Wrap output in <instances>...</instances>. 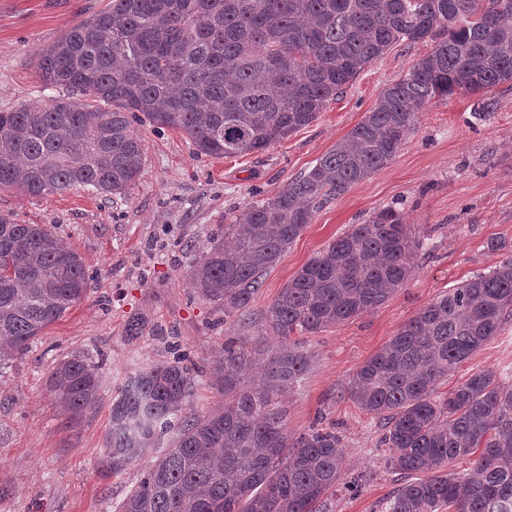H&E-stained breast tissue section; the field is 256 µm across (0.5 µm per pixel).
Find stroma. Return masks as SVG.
Instances as JSON below:
<instances>
[{
  "label": "stroma",
  "mask_w": 512,
  "mask_h": 512,
  "mask_svg": "<svg viewBox=\"0 0 512 512\" xmlns=\"http://www.w3.org/2000/svg\"><path fill=\"white\" fill-rule=\"evenodd\" d=\"M109 2L0 0V111L54 97L38 77L41 51ZM430 50L427 42L394 45L314 122L260 152L198 157L181 131L135 125L143 171L121 197L79 188L33 197L0 188V214L51 228L96 277L86 299L0 371V512H115L144 469L138 462L107 476L101 466L110 403L129 372L166 359L173 343L198 360L228 336L275 343L264 314L288 280L351 225L387 207L402 213L420 242L414 275L374 310L310 337L315 361L288 400V426L306 432L320 415L342 438L344 483L328 497L329 512H376L409 482L390 468L380 422L351 399L348 385L421 308L512 255V86L491 89L494 108L481 116L470 94L423 106L387 165L315 212L265 274L245 319L224 320L194 297L185 275L191 258L223 233L226 217L307 172ZM494 240L501 249H491ZM76 351L105 359L101 401L80 419L55 405L46 383L54 361ZM479 369L512 370V316L440 382L437 395Z\"/></svg>",
  "instance_id": "obj_1"
}]
</instances>
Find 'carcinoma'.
I'll list each match as a JSON object with an SVG mask.
<instances>
[{"mask_svg": "<svg viewBox=\"0 0 512 512\" xmlns=\"http://www.w3.org/2000/svg\"><path fill=\"white\" fill-rule=\"evenodd\" d=\"M402 41L433 47L310 170L232 216V246L217 240L192 259L191 291L239 319L315 209L388 163L420 107L512 85V0H111L41 52L39 78L62 94L0 112V186L121 194L142 172L134 122L182 130L198 156L263 151L314 122ZM417 245L401 214L385 208L281 289L265 313L276 345L231 337L200 367L176 350L131 372L112 397L105 469L118 473L169 440L116 512H325L342 479L340 437L332 426L298 436L288 428L286 398L314 357L304 338L403 288ZM93 280L45 225L0 215V368L86 298ZM507 315L512 255L421 308L353 376L351 397L383 421L388 465L426 474L378 512H512V381L478 370L433 397ZM102 374V362L74 352L54 362L47 383L82 417ZM202 380L221 404L200 412ZM464 458L465 473L445 471Z\"/></svg>", "mask_w": 512, "mask_h": 512, "instance_id": "cac0c4a2", "label": "carcinoma"}]
</instances>
